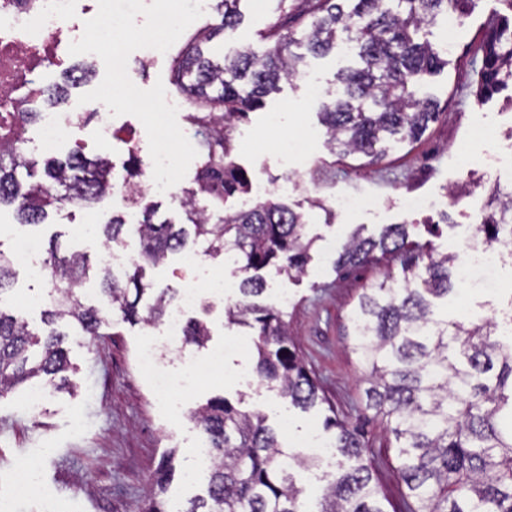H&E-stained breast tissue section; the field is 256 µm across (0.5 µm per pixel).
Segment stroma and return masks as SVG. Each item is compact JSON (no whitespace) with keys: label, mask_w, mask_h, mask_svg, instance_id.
Instances as JSON below:
<instances>
[{"label":"stroma","mask_w":512,"mask_h":512,"mask_svg":"<svg viewBox=\"0 0 512 512\" xmlns=\"http://www.w3.org/2000/svg\"><path fill=\"white\" fill-rule=\"evenodd\" d=\"M239 8L243 21L234 32L237 44L263 52L266 45L260 34L279 16V0H241ZM501 9L499 0H475L470 15L455 30L442 24L432 27L430 39L446 46L448 64L426 79L421 92L435 101L438 115L421 138L390 147L377 164L327 150L319 103L307 98L299 78L281 83L278 91L265 97L263 109L250 113L232 132L234 161L254 186L283 174L275 149L279 138L303 134L309 140L311 163L300 178V188L289 192L286 201L303 214L308 234L318 239L317 247L300 277L265 271L266 289L259 302L285 313L295 349L316 377L325 404L300 411L259 380L248 330L225 324L224 303L209 296L210 284L231 274L232 268L223 256L198 253L192 282L204 300L193 316L207 323L210 336L205 346L186 345L165 359L164 370L181 382L179 404H164L154 391L152 376L136 366L147 326L116 316L98 335L65 339L74 391L52 389L43 376L39 384L47 397L39 408L29 407L26 383L0 397V503L8 512H135L163 455L171 450L177 471L169 497L185 502L205 494L207 470L196 471L190 479L184 475L206 441L187 411L215 396L242 411L264 412L284 452L301 458L311 455L309 437L324 434L329 411L348 421L367 416L366 369L353 351L350 313L360 295L384 282H401L403 274L399 261L390 256L342 272L336 271L334 262L358 226L365 235L376 237L386 225L404 224L412 240L432 242L442 253L457 252L476 228L472 200L487 201L493 186H512V87L484 104L474 100L485 31ZM478 114L498 129L500 138L476 149L471 164L464 166L458 162L459 149ZM77 152L90 159L106 157L117 166L128 158L127 153L95 144L88 128L32 152L31 157L40 162ZM342 194L371 199L377 207L358 216L345 215L332 206L333 198ZM407 195L430 197L436 207L429 213L406 212L402 199ZM116 211L130 221L139 216L138 209L101 202L86 209L65 206L51 213L47 223L26 226L4 207L0 248L12 249L15 238L25 235L40 251H47L54 241L61 251H78L93 259L104 246L99 227ZM499 278L504 287L495 293L462 287L436 305L452 319L463 310L477 323L504 317L512 312V262H505ZM49 303L47 278L34 279L18 269L1 307L25 318L39 333L44 329L41 313ZM216 348L224 351L220 369L207 361L209 351ZM366 431L378 461L375 476L388 500L387 512H397L405 487L396 470L394 439L377 419H370ZM22 462L33 465L36 489L18 499L12 482Z\"/></svg>","instance_id":"obj_1"}]
</instances>
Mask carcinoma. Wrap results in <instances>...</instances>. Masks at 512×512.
<instances>
[{
	"label": "carcinoma",
	"instance_id": "1",
	"mask_svg": "<svg viewBox=\"0 0 512 512\" xmlns=\"http://www.w3.org/2000/svg\"><path fill=\"white\" fill-rule=\"evenodd\" d=\"M240 0H216L219 22L190 37L174 64L175 84L194 111L188 120L202 137L196 188L186 199L184 222L159 220L158 205L142 203V191L129 199L141 219L127 223L121 213L103 225L106 242L119 244L134 231L141 247L121 279L102 266L98 305H85L73 289L89 279L83 253L61 254L48 248L46 264L52 288L39 335L28 322L0 307V396L42 374L57 376V389L72 388L71 369L62 347L67 333L61 322L84 336H94L113 315L129 323L160 321L176 290L145 281V267L163 264L189 243L205 244V253L234 255L241 300L224 309L231 324L249 328L257 354L256 372L276 387L280 397L302 409L325 399L296 353L284 313L256 302L265 291L260 272L271 268L289 277L305 273L316 238L308 236L303 214L283 201L256 202L227 211L224 203L245 192L247 178L231 160L230 131L281 80L302 75L304 55L325 56L341 38L356 44L360 66L341 69L321 97L320 115L333 154L357 155L374 163L387 144L411 142L436 118L434 101L420 93L425 78L448 65L431 41L419 39L423 28L450 12L467 14L473 0H280L282 9L305 26L293 37L289 18L263 34L262 54L228 46L224 63L213 62L202 44L240 23ZM512 81V19L493 24L487 35L475 91L477 104ZM36 112H0V123H21L14 139L0 145V205L15 207L20 223H46L49 211L68 200L90 207L111 189L112 166L79 154L66 161L48 158L43 177L22 188L18 169L35 176V162L25 147L26 128ZM491 211L477 232L493 244L512 233V192L494 189ZM399 260L404 286L385 284L366 293L351 313L354 351L367 368V409L386 424L396 442L397 470L405 485L403 512H512V336L496 338L497 323L482 324L463 316L452 320L431 309V299L453 291L449 266L456 255L436 252L409 239L407 226L390 224L379 238L356 230L336 259V270L365 265L375 252ZM13 264L0 248V295L12 284ZM209 336L198 320L186 325L185 342L200 346ZM34 346L40 351H31ZM325 426L336 429L335 470L321 496L318 512H386L374 479V456L366 444L365 423L351 425L332 415ZM207 435L210 463L208 496L179 511L167 505L166 487L174 474L175 452L162 460L151 488L136 512H309L293 468L306 471L319 459H290L261 411L242 412L223 398L190 411Z\"/></svg>",
	"mask_w": 512,
	"mask_h": 512
}]
</instances>
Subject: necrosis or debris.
I'll return each instance as SVG.
<instances>
[{"mask_svg": "<svg viewBox=\"0 0 512 512\" xmlns=\"http://www.w3.org/2000/svg\"><path fill=\"white\" fill-rule=\"evenodd\" d=\"M98 11V0H0V94L7 96L14 112L30 111L35 78L67 55L71 42L78 40L86 20ZM96 117L94 133L98 143L117 139L121 123L100 102L81 105H56L39 118V142L50 146L72 137L83 125V113ZM309 145L303 138L282 144L283 177L272 183L268 196H283L299 188V175L310 163ZM505 253L498 244L485 243L478 236L467 238L458 277L471 288L491 289ZM201 302V291L192 286L181 288L170 303L160 324V342L146 345L139 354L142 370L154 377L155 389L163 397L174 394L171 378L159 367V348L171 351L182 347L186 314Z\"/></svg>", "mask_w": 512, "mask_h": 512, "instance_id": "necrosis-or-debris-1", "label": "necrosis or debris"}]
</instances>
